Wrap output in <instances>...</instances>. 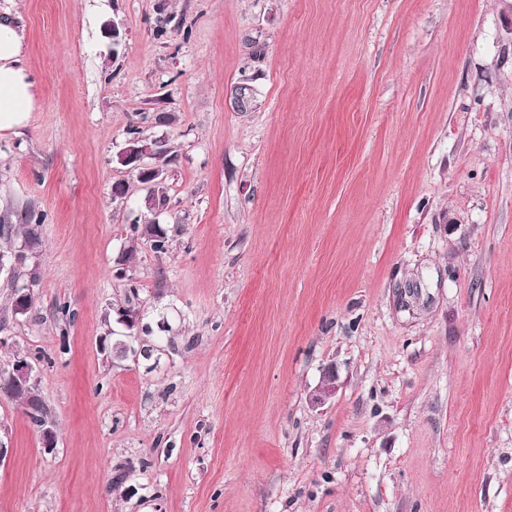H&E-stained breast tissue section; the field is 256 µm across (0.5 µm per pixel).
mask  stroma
<instances>
[{
    "mask_svg": "<svg viewBox=\"0 0 512 512\" xmlns=\"http://www.w3.org/2000/svg\"><path fill=\"white\" fill-rule=\"evenodd\" d=\"M6 16L39 106L0 132V214L48 220L0 365L38 366L57 445L0 396V512H512V0ZM133 125L168 149L151 212ZM136 221L169 250L120 278ZM138 142L141 143V146H125L122 148L117 154V163L123 167H128V170L130 171L138 170V179L147 189V200L144 199V206L147 211H153L156 209V206L158 207V203L160 204V201H165L163 186H160L161 182L158 184L152 204L149 199L151 186L161 174V170L159 168L145 162L146 159H153L154 155L157 153V149L154 147L156 143H150L146 139H132L127 141V144L136 145ZM148 203L151 206L148 205ZM336 390V372L332 368H328L323 373L320 385L310 399L311 404L316 408L324 406L327 400L336 394Z\"/></svg>",
    "mask_w": 512,
    "mask_h": 512,
    "instance_id": "1",
    "label": "stroma"
}]
</instances>
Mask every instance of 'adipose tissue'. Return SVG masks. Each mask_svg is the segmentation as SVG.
<instances>
[{
	"mask_svg": "<svg viewBox=\"0 0 512 512\" xmlns=\"http://www.w3.org/2000/svg\"><path fill=\"white\" fill-rule=\"evenodd\" d=\"M37 105V79L25 61L24 31L0 19V132L23 128Z\"/></svg>",
	"mask_w": 512,
	"mask_h": 512,
	"instance_id": "obj_1",
	"label": "adipose tissue"
}]
</instances>
